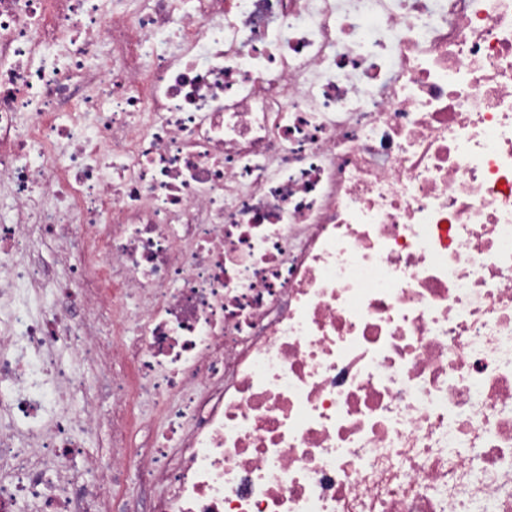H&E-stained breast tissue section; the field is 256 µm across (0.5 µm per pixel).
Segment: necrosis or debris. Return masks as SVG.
<instances>
[{"label": "necrosis or debris", "mask_w": 512, "mask_h": 512, "mask_svg": "<svg viewBox=\"0 0 512 512\" xmlns=\"http://www.w3.org/2000/svg\"><path fill=\"white\" fill-rule=\"evenodd\" d=\"M0 197V512H512V0H0ZM159 420L155 414L145 411L140 415L139 426L128 433V442L133 446H146L148 438L159 431ZM143 490L142 476L135 467H129L124 470L119 484L113 487L117 494L124 495L130 499L138 498Z\"/></svg>", "instance_id": "4bbe7bcc"}]
</instances>
